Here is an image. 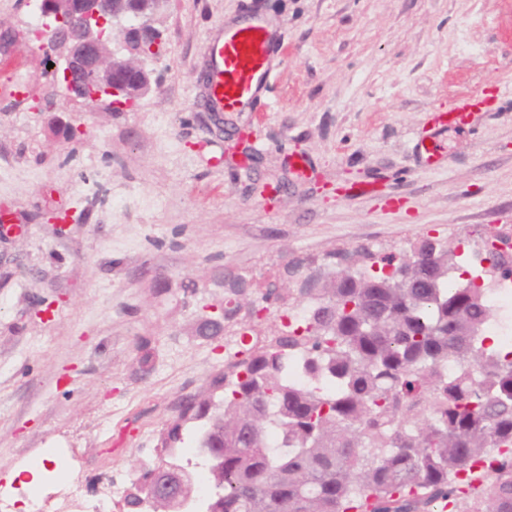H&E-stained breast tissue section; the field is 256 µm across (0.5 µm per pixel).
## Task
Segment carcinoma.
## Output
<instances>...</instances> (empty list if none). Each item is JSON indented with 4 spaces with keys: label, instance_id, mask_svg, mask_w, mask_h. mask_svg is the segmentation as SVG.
Segmentation results:
<instances>
[{
    "label": "carcinoma",
    "instance_id": "obj_1",
    "mask_svg": "<svg viewBox=\"0 0 512 512\" xmlns=\"http://www.w3.org/2000/svg\"><path fill=\"white\" fill-rule=\"evenodd\" d=\"M352 281L329 279L307 302L326 305L185 397L159 434V460L136 471L123 497L141 512L143 491L177 460L175 448H209L210 494L186 512H512V350L486 344L493 307L458 247L423 237L400 252L357 249ZM484 275L503 280L512 253L485 241ZM184 306L206 308L195 280ZM238 291L200 313L197 337L224 335ZM301 359L311 378L288 383ZM459 364L450 375L448 360ZM481 506L462 510L468 491Z\"/></svg>",
    "mask_w": 512,
    "mask_h": 512
}]
</instances>
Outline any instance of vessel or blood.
<instances>
[{"label":"vessel or blood","instance_id":"1","mask_svg":"<svg viewBox=\"0 0 512 512\" xmlns=\"http://www.w3.org/2000/svg\"><path fill=\"white\" fill-rule=\"evenodd\" d=\"M275 45L262 22L234 26L206 39L201 52L206 61L203 75L205 102L213 112H235L254 104L270 74ZM494 99L473 93L449 101V126L469 124L478 112H488Z\"/></svg>","mask_w":512,"mask_h":512}]
</instances>
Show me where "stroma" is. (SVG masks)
Returning a JSON list of instances; mask_svg holds the SVG:
<instances>
[{
    "label": "stroma",
    "mask_w": 512,
    "mask_h": 512,
    "mask_svg": "<svg viewBox=\"0 0 512 512\" xmlns=\"http://www.w3.org/2000/svg\"><path fill=\"white\" fill-rule=\"evenodd\" d=\"M257 17L272 92L214 124L201 45ZM31 20L29 0H0L31 88L22 112L0 94L1 481L130 479L156 461L176 404L224 368L183 278L243 288L237 320L264 345L283 327L278 303L250 320L264 280L299 287L361 245L512 232V96L435 128L450 99L512 84V0H164L151 90L116 111L66 95L19 39ZM431 132L428 167L414 151Z\"/></svg>",
    "instance_id": "35a3bbf8"
}]
</instances>
